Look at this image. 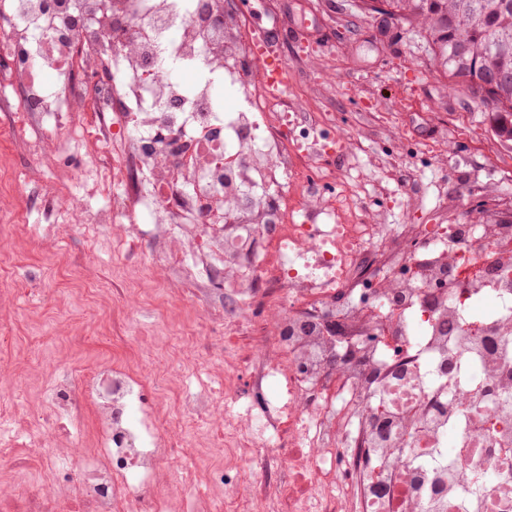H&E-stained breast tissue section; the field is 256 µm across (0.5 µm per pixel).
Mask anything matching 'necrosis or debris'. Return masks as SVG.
Listing matches in <instances>:
<instances>
[{
  "label": "necrosis or debris",
  "mask_w": 512,
  "mask_h": 512,
  "mask_svg": "<svg viewBox=\"0 0 512 512\" xmlns=\"http://www.w3.org/2000/svg\"><path fill=\"white\" fill-rule=\"evenodd\" d=\"M46 2L0 0L19 178L52 173L48 218L126 249L113 286L147 268L218 331L184 362L222 363L224 396L170 401L166 373L150 398L116 360L19 374L0 321V512H512V196L451 224L354 206L376 159L331 166L335 114L270 86L238 0ZM66 140L97 207L67 191Z\"/></svg>",
  "instance_id": "4bbe7bcc"
}]
</instances>
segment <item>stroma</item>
I'll use <instances>...</instances> for the list:
<instances>
[{
  "label": "stroma",
  "instance_id": "35a3bbf8",
  "mask_svg": "<svg viewBox=\"0 0 512 512\" xmlns=\"http://www.w3.org/2000/svg\"><path fill=\"white\" fill-rule=\"evenodd\" d=\"M252 19L275 27L293 81L311 87L302 107L332 112L363 151L382 158L376 204L395 224H430V207L404 206L401 193L409 173L448 195L458 213L480 201L481 187L493 186L496 169L512 161V142L494 135L487 113L466 89H446L423 37L396 21L361 11L356 0H242ZM448 137L447 164L421 166L407 145ZM4 249L13 260L0 266V292L23 289L10 301L19 337L51 335L53 319L74 318L89 338L83 356L112 354L109 315L90 288L112 285V269L124 263L121 249L104 234L59 236L27 194L4 188Z\"/></svg>",
  "mask_w": 512,
  "mask_h": 512
}]
</instances>
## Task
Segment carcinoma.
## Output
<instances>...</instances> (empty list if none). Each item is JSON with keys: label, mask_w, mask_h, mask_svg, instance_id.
Listing matches in <instances>:
<instances>
[{"label": "carcinoma", "mask_w": 512, "mask_h": 512, "mask_svg": "<svg viewBox=\"0 0 512 512\" xmlns=\"http://www.w3.org/2000/svg\"><path fill=\"white\" fill-rule=\"evenodd\" d=\"M360 8L424 33L439 71L512 142V0H361Z\"/></svg>", "instance_id": "carcinoma-1"}]
</instances>
